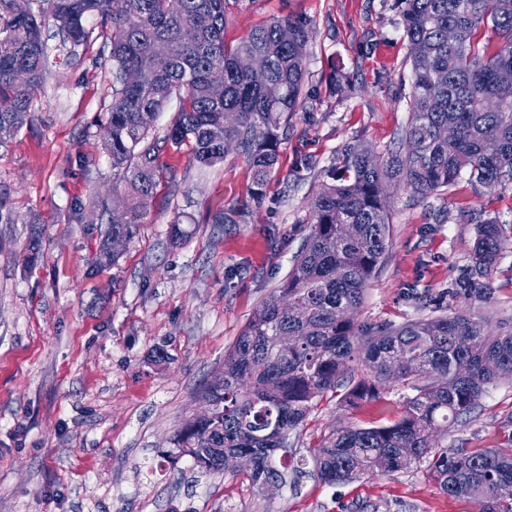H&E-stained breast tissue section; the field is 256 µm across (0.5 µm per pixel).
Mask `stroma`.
<instances>
[{"label":"stroma","instance_id":"stroma-1","mask_svg":"<svg viewBox=\"0 0 512 512\" xmlns=\"http://www.w3.org/2000/svg\"><path fill=\"white\" fill-rule=\"evenodd\" d=\"M287 15L311 24L306 88L316 99L288 119L267 187L277 209L230 229L207 223L208 209L246 198L244 156L233 151L203 168L190 163L189 148L165 151L136 238L106 267L96 264L106 219L71 205L121 183L99 124L111 100L110 31L89 18L87 43L74 46L46 25L48 63L31 120L0 142V512H475L422 465L333 486L307 465L267 492L231 472H196L173 444L205 411L202 393L225 351L287 276L324 169L356 139L380 156L397 149L409 116L411 65L395 0H238L224 40L237 44ZM337 64L353 93L330 91ZM388 210L389 247L358 317L398 325L419 315L407 298L413 291L455 307L447 290L474 240L459 216L484 211L512 235V184L463 179L422 201L400 187ZM180 213L187 234L173 246L169 227ZM35 232L41 250L31 262ZM410 394L392 382L356 410L325 394L289 434V456L307 455L338 427L393 423ZM510 419L512 380L489 387L438 439L491 448Z\"/></svg>","mask_w":512,"mask_h":512}]
</instances>
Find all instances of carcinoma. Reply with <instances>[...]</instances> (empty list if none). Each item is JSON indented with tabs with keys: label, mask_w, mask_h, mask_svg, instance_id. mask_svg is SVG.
<instances>
[{
	"label": "carcinoma",
	"mask_w": 512,
	"mask_h": 512,
	"mask_svg": "<svg viewBox=\"0 0 512 512\" xmlns=\"http://www.w3.org/2000/svg\"><path fill=\"white\" fill-rule=\"evenodd\" d=\"M39 13H18L14 0H0V140L28 124L29 101L43 82L47 19L74 46L88 41L86 19L112 28V102L102 127L112 167L122 173V207L106 199L76 202L112 213L99 244L97 264L114 265L113 237L135 238L154 195L164 149L192 146L191 161L205 167L224 162L233 144L253 171L247 198L206 215L210 224H244L253 211L273 212L267 179L288 141V117L307 109L304 89L310 24L287 16L255 28L234 46L224 41L227 0H41ZM407 40L412 84L409 117L385 157L358 141L343 149V165L324 170L310 203L311 231L277 288L288 306L262 302L224 354V372L205 389L207 418H191L174 444L201 473L222 472L221 456L250 457L244 474L257 488L285 485L295 463L281 453L288 434L305 420L317 398L344 389L351 406L380 397L395 381L413 391L398 420L387 426L333 430L310 449L321 481L349 484L369 473H393L426 462L439 487L478 505L477 512H512V432L501 448H440L435 437L471 414L487 389L512 379V324L494 330L482 311L493 305L492 276L512 238L483 211L463 221L475 238L451 296L469 311H452L426 293L412 297L424 317L401 325L360 322L367 284L388 248V185L426 198L455 187L462 173L487 188L512 180V84L498 74L512 71V0H395ZM491 24L496 46L483 43ZM266 64L262 83L251 77ZM223 88L214 93L215 86ZM180 109L164 137L155 123L173 97ZM451 128L455 135L440 132ZM282 336L296 337L285 348ZM467 336L470 344L458 346ZM364 366L355 379L352 363Z\"/></svg>",
	"instance_id": "carcinoma-1"
}]
</instances>
